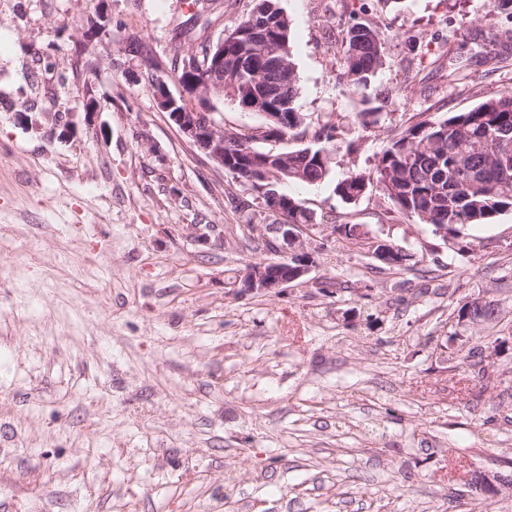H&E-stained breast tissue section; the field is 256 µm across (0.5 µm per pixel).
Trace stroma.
<instances>
[{
    "label": "stroma",
    "mask_w": 512,
    "mask_h": 512,
    "mask_svg": "<svg viewBox=\"0 0 512 512\" xmlns=\"http://www.w3.org/2000/svg\"><path fill=\"white\" fill-rule=\"evenodd\" d=\"M188 3L0 0V237L38 242L0 268V512H512V211L445 241L333 182L374 171L418 113L512 89V40L479 55L512 20L483 0H280L297 108L336 139L332 179L279 192L423 260L389 272L321 234L307 282L266 296L234 283L275 216L149 89ZM357 21L386 40L367 126L341 76ZM482 296L498 321L457 326ZM492 343L484 372L463 363Z\"/></svg>",
    "instance_id": "35a3bbf8"
}]
</instances>
